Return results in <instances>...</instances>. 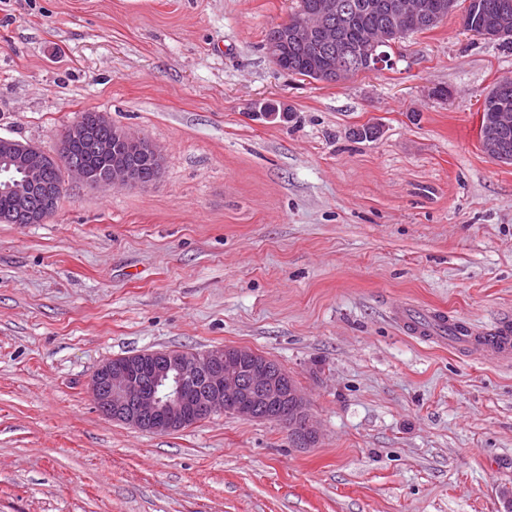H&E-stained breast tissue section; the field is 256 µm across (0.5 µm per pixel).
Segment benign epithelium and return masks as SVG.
Listing matches in <instances>:
<instances>
[{
	"mask_svg": "<svg viewBox=\"0 0 512 512\" xmlns=\"http://www.w3.org/2000/svg\"><path fill=\"white\" fill-rule=\"evenodd\" d=\"M457 0H443L433 7L428 0L407 6L398 0L383 5L387 15L411 19L432 26L456 12ZM353 19V6L339 0H322L316 22L302 25L292 19L281 24L289 38L304 37L327 58L338 52L336 28ZM381 40L369 39L363 58L365 73H376L395 60L377 52ZM512 92V79L499 80L496 92L484 95L480 112L489 117L480 139L482 151L495 161L512 163V113L499 109L498 100ZM95 137V131L79 121L64 131L59 150L51 155L40 148L0 137V157L21 173L13 186L17 207L15 221L44 224L55 212L56 194L46 184L52 165L66 170L68 178L88 185L80 163L67 151L68 142ZM121 138L131 147L161 151L151 141L123 132ZM121 184L129 188L150 185L139 180L125 164H117L94 187ZM90 390L99 413L107 419L151 433H169L208 420L215 414L227 417L272 421L288 431L294 448H311L319 441L309 402L286 368L249 348L224 345L199 353L191 350H146L124 359L112 358L94 371Z\"/></svg>",
	"mask_w": 512,
	"mask_h": 512,
	"instance_id": "benign-epithelium-1",
	"label": "benign epithelium"
}]
</instances>
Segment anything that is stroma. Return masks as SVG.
<instances>
[{"label": "stroma", "mask_w": 512, "mask_h": 512, "mask_svg": "<svg viewBox=\"0 0 512 512\" xmlns=\"http://www.w3.org/2000/svg\"><path fill=\"white\" fill-rule=\"evenodd\" d=\"M297 5L0 0V137L52 154L90 109L164 157L155 185L70 182L47 223L0 224V512H504L512 358L398 312L512 323V164L479 145L512 44L451 16L394 69L316 82L263 47ZM267 101L289 119L254 117ZM224 345L288 370L315 447L94 406L107 359ZM400 320L411 334L422 340L444 339V336L435 335L443 333L445 330L446 320L441 316L430 315L429 312L412 311L410 313L404 310L401 313Z\"/></svg>", "instance_id": "stroma-1"}]
</instances>
